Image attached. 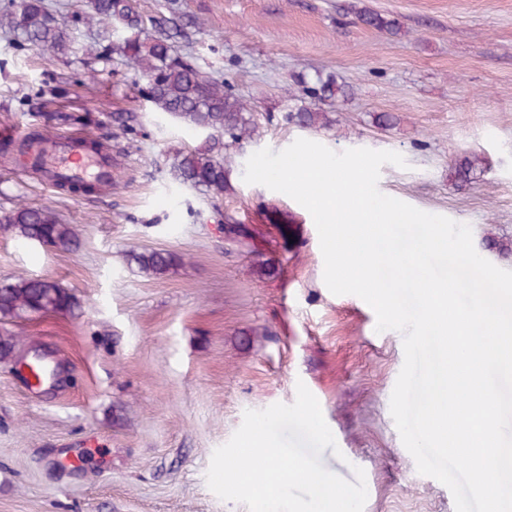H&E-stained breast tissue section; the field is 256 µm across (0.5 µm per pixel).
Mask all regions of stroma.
I'll return each instance as SVG.
<instances>
[{"mask_svg":"<svg viewBox=\"0 0 512 512\" xmlns=\"http://www.w3.org/2000/svg\"><path fill=\"white\" fill-rule=\"evenodd\" d=\"M153 18L176 15L195 62L245 98L258 135L235 151L224 197L212 203L174 182L176 151L205 138L152 111L133 72L113 60L97 83L46 103L39 89L80 70L93 39L77 24L66 60L0 40V126L37 127L44 111H91L116 164L117 188L74 199L0 156V215L16 196L51 205L80 241L72 253L0 235V282H57L74 308L15 322L68 372L34 390L0 363V512H248L206 483L212 454L245 410L318 399L336 450L323 466L347 481L363 469L364 512H455L451 491L416 470L390 412L403 335L377 332L360 297L332 294L310 213L243 173L256 151L296 139L333 151H395L379 190L472 229L476 251L512 270V0H134ZM397 19L400 35L361 25L357 12ZM349 86L321 105L317 78ZM323 107L326 127L287 113ZM135 112L114 138L112 115ZM395 122L379 125L380 113ZM476 153L467 185L451 169ZM184 255L162 275L131 268L129 252ZM89 450L78 472L59 459Z\"/></svg>","mask_w":512,"mask_h":512,"instance_id":"obj_1","label":"stroma"}]
</instances>
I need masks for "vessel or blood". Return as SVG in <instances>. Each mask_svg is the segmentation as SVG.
<instances>
[{
    "label": "vessel or blood",
    "instance_id": "vessel-or-blood-1",
    "mask_svg": "<svg viewBox=\"0 0 512 512\" xmlns=\"http://www.w3.org/2000/svg\"><path fill=\"white\" fill-rule=\"evenodd\" d=\"M40 178L51 188L101 187L112 181V162L91 146L83 133L51 134L38 146Z\"/></svg>",
    "mask_w": 512,
    "mask_h": 512
}]
</instances>
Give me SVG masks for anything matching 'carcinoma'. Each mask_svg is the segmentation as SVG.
Returning a JSON list of instances; mask_svg holds the SVG:
<instances>
[{"mask_svg":"<svg viewBox=\"0 0 512 512\" xmlns=\"http://www.w3.org/2000/svg\"><path fill=\"white\" fill-rule=\"evenodd\" d=\"M84 17L105 27H122L130 35L118 43L103 41L83 62L84 73L93 80L110 74L107 65L118 57L134 75L144 79L139 87L143 100L156 112H164L196 132L206 134L208 145L184 149L171 163L174 179L199 190L203 195L220 200L224 197L228 150L244 140H251L257 126L246 103L226 85L202 74L189 53H180L169 42L164 27L171 19L161 17L154 21L160 36L144 42L140 38L141 20L131 0H86ZM359 22L369 28L397 35L400 23L380 13L364 11L357 14ZM0 33L10 43L30 47L45 55L63 57L73 42L71 29L58 21L44 0H16L0 9ZM318 97L332 100L344 94L341 85L327 79L314 90ZM289 120L304 129L320 128L329 119L324 112L302 108L289 113ZM62 122H72L91 136V145L102 146L98 135L99 122L90 113L65 115L53 112L42 116V124L34 129L41 137L57 130ZM480 158L466 156L455 165L457 179L468 184L479 168ZM0 232L11 233L23 241L40 240L60 252H72L77 237L70 224L61 221L59 213L50 205L31 207L22 199L0 216ZM182 260L172 252H134L127 262L135 264L145 274H161ZM74 307L72 294L59 284L46 279L14 277L0 284V359L8 360L16 354L42 348L36 336L24 335L9 328L16 319L49 311L70 310Z\"/></svg>","mask_w":512,"mask_h":512,"instance_id":"obj_1","label":"carcinoma"}]
</instances>
